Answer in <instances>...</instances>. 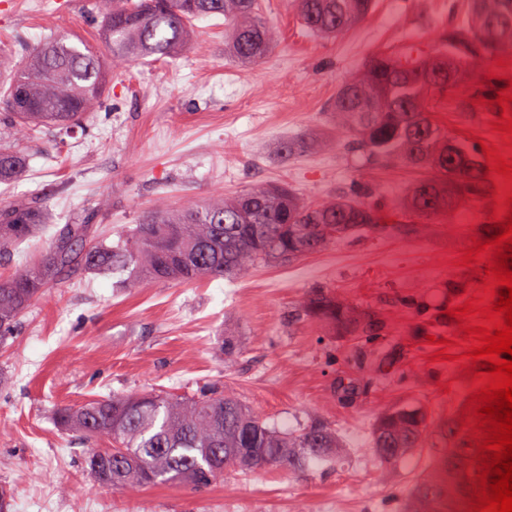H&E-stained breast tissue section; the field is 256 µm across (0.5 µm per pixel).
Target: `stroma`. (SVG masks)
I'll return each instance as SVG.
<instances>
[{"mask_svg": "<svg viewBox=\"0 0 512 512\" xmlns=\"http://www.w3.org/2000/svg\"><path fill=\"white\" fill-rule=\"evenodd\" d=\"M465 0H376L345 33L308 30L294 0H262L280 37L248 63L224 45V20L195 21L190 44L163 61L111 76L93 112L59 136L43 129L30 161L0 183V204L45 207L42 234L0 254V278L38 262L70 219L114 241L151 210L202 205L220 194L270 183L318 203L367 200L398 218V202L423 176L402 164L364 163L336 125L338 87L376 52L441 50L461 25ZM93 0H0V84L50 37L105 53ZM512 66L482 71L436 96L433 115L450 136L501 143L490 127ZM493 199L466 200L450 223L424 217L416 232L356 231L288 265L264 264L238 280L123 288L74 267L0 337V487L12 512H407L410 490L444 446L398 464L371 450L384 409L424 406L432 423L462 414L471 384L463 372L459 322L450 309L471 299L481 274L460 260L493 216ZM322 289L370 315L355 336L312 320L304 296ZM233 340L234 354L224 352ZM448 355L436 359L440 341ZM216 386L280 428L317 412L337 430L339 462L312 471L226 470L204 488L158 485L101 489L84 465L89 448L58 427L53 412L112 394L161 389L189 396Z\"/></svg>", "mask_w": 512, "mask_h": 512, "instance_id": "obj_1", "label": "stroma"}]
</instances>
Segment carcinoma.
<instances>
[{"mask_svg": "<svg viewBox=\"0 0 512 512\" xmlns=\"http://www.w3.org/2000/svg\"><path fill=\"white\" fill-rule=\"evenodd\" d=\"M101 30L112 54V70L150 58L162 60L183 48L196 19L224 17L230 47L241 60L260 62L277 39L262 15L260 0H94ZM304 25L337 35L365 20L374 0H296ZM468 25L444 38L449 51L416 57L412 51L384 52L337 91L332 109L346 126L356 150L369 163L395 160L426 167L402 203L417 216H440L461 200L488 193L489 182L469 146L448 137L435 120L432 94L458 85L468 71H480L502 51L512 53V0H469ZM107 83L105 67L88 47L48 39L23 59L8 85L0 88L6 110L0 129L13 130L0 145V182L13 180L27 165L20 144L36 138L37 129L52 125L65 134L89 112ZM46 224L39 205L0 206V248L38 234ZM356 229L390 235L416 229L390 222L368 202L337 196L319 204L302 202L283 184L245 189L233 197L178 212L154 211L110 246L83 243L90 225L66 224L53 237L44 259L0 280V333L13 323L63 272L81 266L120 277L126 288L140 282H192L202 278H240L272 260H296L317 252ZM304 311L312 318L354 335L366 314L323 290L307 294ZM58 426L85 439L107 437L112 451H124L132 463L115 474L107 449H92L89 472L105 489L135 491L168 482L210 485L218 478L209 463L213 451L236 449L250 465L224 464L250 474L266 468L310 470L340 448L336 430L310 415L296 429L268 425L263 417L226 390L210 388L190 398L164 391L114 394L89 401L74 411L55 412ZM430 428L421 406L402 404L378 418L372 433L375 454L396 463L423 447ZM390 452L384 453L382 449ZM459 448H476L469 429L448 424V454L437 458L430 477L414 493L416 512H466L473 490Z\"/></svg>", "mask_w": 512, "mask_h": 512, "instance_id": "obj_1", "label": "carcinoma"}]
</instances>
